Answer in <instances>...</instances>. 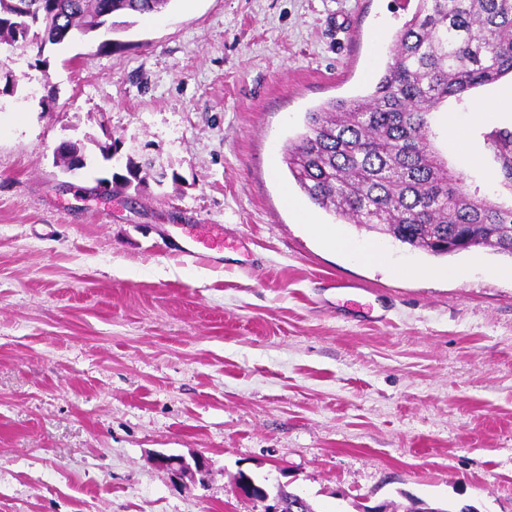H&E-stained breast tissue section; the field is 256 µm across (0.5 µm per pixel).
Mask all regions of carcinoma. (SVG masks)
Segmentation results:
<instances>
[{
  "label": "carcinoma",
  "mask_w": 512,
  "mask_h": 512,
  "mask_svg": "<svg viewBox=\"0 0 512 512\" xmlns=\"http://www.w3.org/2000/svg\"><path fill=\"white\" fill-rule=\"evenodd\" d=\"M171 0H0V44L37 50L86 36L116 15L158 13ZM512 75V0H417L397 33L391 60L373 92L331 100L306 113L304 130L284 161L308 199L345 221L366 226L433 256L474 247L512 255V207L466 189L432 140L431 117L449 98L464 100ZM488 140L512 187V133ZM117 141H73L85 160ZM152 167L113 178L140 189Z\"/></svg>",
  "instance_id": "cac0c4a2"
}]
</instances>
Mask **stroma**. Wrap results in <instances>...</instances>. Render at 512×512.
Wrapping results in <instances>:
<instances>
[{"label": "stroma", "instance_id": "35a3bbf8", "mask_svg": "<svg viewBox=\"0 0 512 512\" xmlns=\"http://www.w3.org/2000/svg\"><path fill=\"white\" fill-rule=\"evenodd\" d=\"M413 11L171 0L45 66L0 44L18 85L0 96V512H261L242 472L314 512H512V256L437 257L344 223L284 161L307 112L372 91ZM495 129L512 132L499 82L432 118L449 168L510 205ZM87 133L165 165L164 186L96 195L110 163H54ZM301 212L378 242L384 264ZM157 452L209 471L172 482ZM302 217L306 225H308L313 232L327 239L333 246H335L337 250L344 253L345 255L366 262H378L381 260L382 254L377 247H362L355 245L339 238L322 224H313V222L308 218L306 214H302Z\"/></svg>", "mask_w": 512, "mask_h": 512}]
</instances>
